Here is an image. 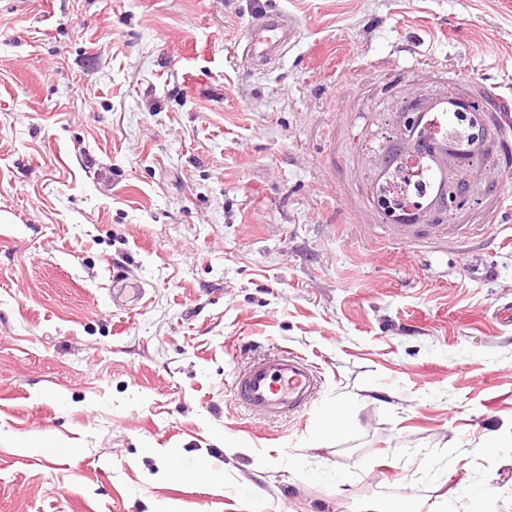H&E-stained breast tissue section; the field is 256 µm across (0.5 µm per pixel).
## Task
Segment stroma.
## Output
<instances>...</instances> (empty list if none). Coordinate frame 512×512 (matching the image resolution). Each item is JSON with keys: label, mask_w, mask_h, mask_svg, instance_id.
Instances as JSON below:
<instances>
[{"label": "stroma", "mask_w": 512, "mask_h": 512, "mask_svg": "<svg viewBox=\"0 0 512 512\" xmlns=\"http://www.w3.org/2000/svg\"><path fill=\"white\" fill-rule=\"evenodd\" d=\"M274 9L298 41L250 67ZM450 69L512 100V0H0V512H247L245 481L268 512H512V155L463 164L464 243L396 245L376 201L392 124ZM280 349L322 383L272 421L232 380ZM149 446L222 485L165 481ZM247 28L243 57L253 68L266 67L279 60L298 39V26L285 12L254 14L248 19ZM127 283L124 271L118 270L116 273H112V285L109 288V293L112 295V307L116 311H132L133 307L131 308L132 305L128 304V300H141L144 297L145 289L142 285L137 288H127ZM130 291L134 292L132 296H130ZM353 418L350 409L345 405L331 408L325 419L323 434L334 435L351 426ZM44 444L37 437H28L25 439H15L13 442L14 451L21 456H32L40 445ZM63 448H38L33 456L40 459H51L65 454Z\"/></svg>", "instance_id": "obj_1"}]
</instances>
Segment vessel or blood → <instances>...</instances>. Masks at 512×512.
Returning <instances> with one entry per match:
<instances>
[{
	"instance_id": "obj_1",
	"label": "vessel or blood",
	"mask_w": 512,
	"mask_h": 512,
	"mask_svg": "<svg viewBox=\"0 0 512 512\" xmlns=\"http://www.w3.org/2000/svg\"><path fill=\"white\" fill-rule=\"evenodd\" d=\"M248 38L243 49L245 61L254 68L265 67L285 55L298 39V26L286 13L264 11L247 21ZM463 101L476 114L475 124L480 135L500 142L512 140V104L496 93L494 86L476 83L463 86ZM416 122L430 121L434 135L425 139L424 157L415 163L424 180L446 184L448 179L447 154L452 146L446 133L449 129L447 112L432 115L417 114ZM423 211L412 206L399 214V222L392 227L395 244L412 248L435 233L444 239L447 225L424 224ZM112 306L129 311V299H142L144 287L128 288L123 272L112 275L110 288ZM319 376L314 367L301 356L283 350L250 361L237 374L232 385L235 402L254 415L278 419L301 411L310 405L316 395Z\"/></svg>"
}]
</instances>
